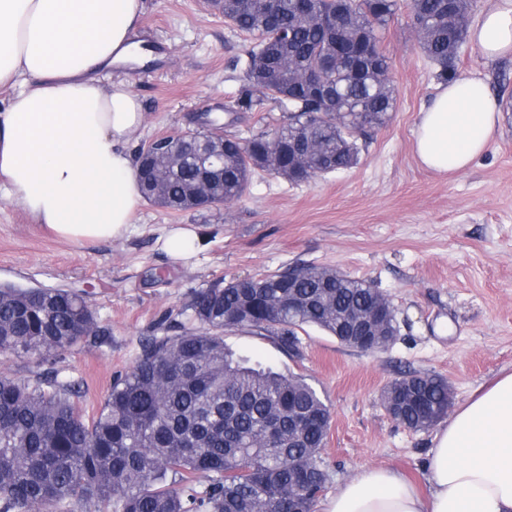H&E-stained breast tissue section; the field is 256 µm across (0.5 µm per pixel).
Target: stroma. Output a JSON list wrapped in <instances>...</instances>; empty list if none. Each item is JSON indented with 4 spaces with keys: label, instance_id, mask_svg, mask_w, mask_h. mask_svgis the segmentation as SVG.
Returning <instances> with one entry per match:
<instances>
[{
    "label": "stroma",
    "instance_id": "obj_1",
    "mask_svg": "<svg viewBox=\"0 0 512 512\" xmlns=\"http://www.w3.org/2000/svg\"><path fill=\"white\" fill-rule=\"evenodd\" d=\"M141 27L160 50L128 76L145 114L130 152L214 122L246 139L287 116L284 104L261 95L251 111L238 112L243 62L255 41L230 28L216 0H145ZM379 36L398 105L371 131L351 169L300 184L260 172L240 200L223 206L172 212L148 203L126 237L85 245L57 238L0 199V284L85 293L104 333L52 363L0 353V373L76 384L93 414L113 378L134 364L142 339L163 335L167 321L196 329L187 311L196 290L299 264L331 268L372 280L390 299L399 333L387 350L363 353L309 326L293 351L248 328L225 332L224 342L300 375L328 405L324 497L365 466L424 485L435 432L398 424L381 394L402 374H438L458 406L512 372V118L469 170H428L416 157L412 130L439 86L436 69L406 10ZM472 73L485 77L493 95L512 93V59L491 62L466 44L457 74ZM177 225L201 239L186 260L163 247Z\"/></svg>",
    "mask_w": 512,
    "mask_h": 512
}]
</instances>
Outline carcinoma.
Segmentation results:
<instances>
[{
    "instance_id": "1",
    "label": "carcinoma",
    "mask_w": 512,
    "mask_h": 512,
    "mask_svg": "<svg viewBox=\"0 0 512 512\" xmlns=\"http://www.w3.org/2000/svg\"><path fill=\"white\" fill-rule=\"evenodd\" d=\"M230 26L255 38L236 106L253 95L288 103L284 124L241 141L191 129L164 177L153 148L137 163L145 198L174 211L240 199L255 171L298 181L357 164L360 137L396 109L378 30L399 0H224ZM418 47L446 83L468 42L476 0H406ZM336 16V29L322 18ZM284 33V37L276 33ZM324 69L327 93L305 79ZM385 304L366 279L296 265L196 291V331L148 336L96 416L52 377L0 375V512H44L72 501L90 512H313L326 483L321 451L330 411L292 372L251 366L223 333L249 328L284 350L297 330L333 336ZM96 328L79 295L0 285V353L64 355ZM394 420L426 430L448 413V381L405 373L387 389ZM205 478L197 483L196 476Z\"/></svg>"
}]
</instances>
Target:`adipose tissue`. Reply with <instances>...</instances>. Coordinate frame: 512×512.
<instances>
[{
	"instance_id": "ef3b65f1",
	"label": "adipose tissue",
	"mask_w": 512,
	"mask_h": 512,
	"mask_svg": "<svg viewBox=\"0 0 512 512\" xmlns=\"http://www.w3.org/2000/svg\"><path fill=\"white\" fill-rule=\"evenodd\" d=\"M144 0H0V197L58 238L124 237L143 203L127 143L142 106L127 78ZM469 38L490 61L512 56V0H494ZM499 101L483 77L440 85L415 125L416 155L465 171L496 138ZM426 491L384 467L338 487L324 512H512V373L460 405L434 436Z\"/></svg>"
}]
</instances>
